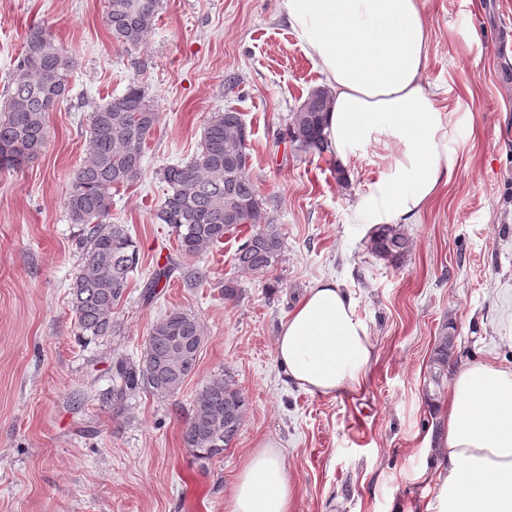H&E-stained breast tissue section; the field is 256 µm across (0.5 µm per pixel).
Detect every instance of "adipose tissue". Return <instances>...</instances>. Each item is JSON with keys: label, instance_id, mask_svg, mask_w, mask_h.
<instances>
[{"label": "adipose tissue", "instance_id": "1", "mask_svg": "<svg viewBox=\"0 0 512 512\" xmlns=\"http://www.w3.org/2000/svg\"><path fill=\"white\" fill-rule=\"evenodd\" d=\"M288 23L331 92L323 134L338 163L375 145L391 162L362 207L378 223L408 224L449 184L450 114L427 80L426 0H283ZM277 359L311 394L361 392L375 358L369 328L336 282L320 281L282 320ZM439 461L421 472L435 491L419 512H512V369L485 362L454 369L437 435ZM284 458L252 452L227 512H291Z\"/></svg>", "mask_w": 512, "mask_h": 512}]
</instances>
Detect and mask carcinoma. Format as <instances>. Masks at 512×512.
I'll use <instances>...</instances> for the list:
<instances>
[{
  "label": "carcinoma",
  "mask_w": 512,
  "mask_h": 512,
  "mask_svg": "<svg viewBox=\"0 0 512 512\" xmlns=\"http://www.w3.org/2000/svg\"><path fill=\"white\" fill-rule=\"evenodd\" d=\"M107 0L104 24L112 38L135 49L155 25L161 0ZM72 58L45 26H32L17 58L4 112L0 115V167L19 169L35 159L48 136L46 115L55 99L68 93ZM330 91L312 90L293 113L291 141L305 152L327 150L324 113ZM159 122L145 91L130 86L120 96L96 106L90 115L91 137L86 157L73 170L65 207L71 223L82 226L81 263L71 287V305L80 336L112 335L113 310L126 294L140 262L135 242L124 225L109 221L112 192L141 174L144 147ZM247 132L240 113L226 109L208 120L200 150L189 161L159 172L164 196L155 219L170 226L181 254L194 256L224 241L243 226L250 233L236 252L241 269L263 276L278 265L283 237L274 219H261L263 201L246 172ZM381 257L405 255L408 241L393 226L370 239ZM204 340L198 320L173 310L151 328L140 360L112 361V388L103 400L115 409L128 396L150 392L170 397L195 373ZM448 334L438 337L430 360L433 389L448 374ZM246 413V400L233 384L215 378L191 401L182 442L199 459L221 455L232 447Z\"/></svg>",
  "instance_id": "carcinoma-1"
}]
</instances>
